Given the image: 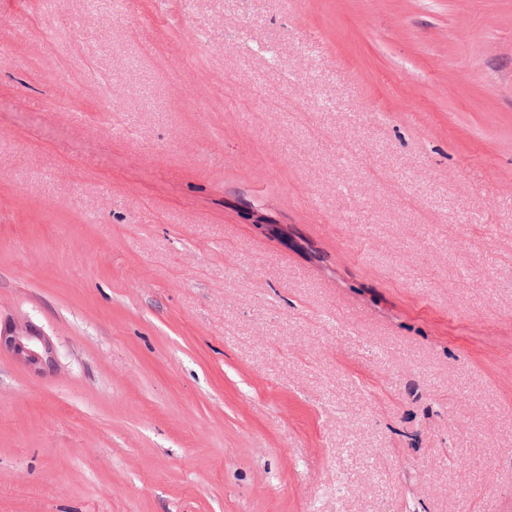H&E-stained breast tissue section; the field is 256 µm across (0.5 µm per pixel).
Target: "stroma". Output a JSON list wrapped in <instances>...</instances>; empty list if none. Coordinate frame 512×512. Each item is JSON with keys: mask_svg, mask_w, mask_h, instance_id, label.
<instances>
[{"mask_svg": "<svg viewBox=\"0 0 512 512\" xmlns=\"http://www.w3.org/2000/svg\"><path fill=\"white\" fill-rule=\"evenodd\" d=\"M1 320L0 512H512V0H0ZM235 84V75L232 72L224 71V109L228 112H248L257 104L269 112H306L302 104L295 98L285 95L274 100H265L262 96L256 97L253 101L240 99L227 94V89Z\"/></svg>", "mask_w": 512, "mask_h": 512, "instance_id": "stroma-1", "label": "stroma"}]
</instances>
